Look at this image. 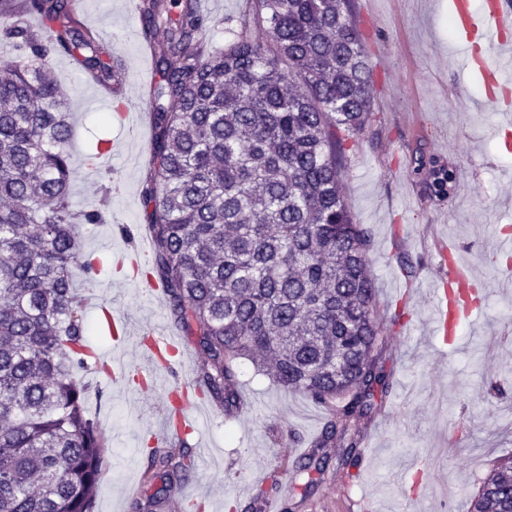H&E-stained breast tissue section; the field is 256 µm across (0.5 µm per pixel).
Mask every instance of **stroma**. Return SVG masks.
<instances>
[{
    "mask_svg": "<svg viewBox=\"0 0 512 512\" xmlns=\"http://www.w3.org/2000/svg\"><path fill=\"white\" fill-rule=\"evenodd\" d=\"M88 17L110 35L99 38L105 57L122 61L119 85L128 117L150 110L144 83L157 71L140 63L141 24L126 14L121 0H83ZM451 0H377L367 10L353 0V14L367 33L375 85L372 112L347 154L343 191L356 223L372 233L371 272L377 288L375 319L384 338L380 359L393 377L389 399L368 426L363 443L372 449L370 466L353 477L328 471L309 498L293 488L277 458L284 444L308 443L321 430L326 407L288 392L250 361L239 367L249 403L239 416L214 418L202 439L214 448L207 472L212 512H248L259 486L279 478L281 504L293 512H347L348 498L365 495L380 512H396L402 487L411 481L417 459L430 465L428 495L418 512H469L470 497L492 459L512 454V255L499 249L502 231L512 232V152L501 149L497 122L502 105L488 99L478 70L467 66L463 43L451 30ZM202 11L212 21L209 41L223 48L240 31L248 0H207ZM47 77L67 97L76 164L70 174L75 207L95 208L103 186L121 181L111 216L87 225L84 251L102 258L92 282L75 276L78 292L129 313L137 327L169 321L167 303H154L136 284H119L104 260L131 238L150 237L142 186L152 165L150 152L137 160L117 153L102 158L94 181L83 178L82 160L100 139L124 141L121 120L100 123L111 101L85 80L74 62L54 57ZM423 150L435 166L456 174L449 195L429 197L425 173L409 164ZM445 241L459 265L483 290L478 325H465L458 344L441 346L429 327L430 290L444 277L436 241ZM411 271H403V264ZM192 351L194 337L177 329ZM200 356L162 374L151 392L121 388L111 377L86 370V408L108 440L100 468L94 512H138L160 487L147 474L151 424L170 391L194 383ZM498 383L501 394L481 398L483 387Z\"/></svg>",
    "mask_w": 512,
    "mask_h": 512,
    "instance_id": "35a3bbf8",
    "label": "stroma"
}]
</instances>
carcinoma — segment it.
Listing matches in <instances>:
<instances>
[{"label":"carcinoma","instance_id":"obj_1","mask_svg":"<svg viewBox=\"0 0 512 512\" xmlns=\"http://www.w3.org/2000/svg\"><path fill=\"white\" fill-rule=\"evenodd\" d=\"M222 51L197 0H143L144 34L165 37L156 60L153 168L142 196L157 253L150 273L173 319L203 354L198 384L230 414L251 360L283 388L332 407L292 481L306 498L336 462L358 467L361 426L389 395L375 321L372 236L341 190L346 143L372 106L373 69L352 0H249ZM41 20L40 31L26 18ZM0 512H94L106 437L86 408V325L72 272H98L83 251L102 208L68 200L72 127L43 68L68 56L119 96L72 0H0ZM454 181L432 171L437 196ZM189 452L149 453L148 470L186 480ZM470 512H512V455L498 459Z\"/></svg>","mask_w":512,"mask_h":512}]
</instances>
